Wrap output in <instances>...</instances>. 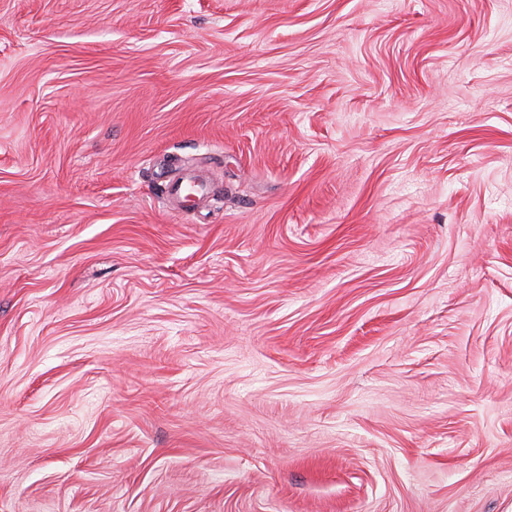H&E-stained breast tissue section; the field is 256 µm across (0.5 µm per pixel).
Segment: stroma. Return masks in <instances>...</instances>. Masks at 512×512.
Segmentation results:
<instances>
[{
	"label": "stroma",
	"instance_id": "obj_1",
	"mask_svg": "<svg viewBox=\"0 0 512 512\" xmlns=\"http://www.w3.org/2000/svg\"><path fill=\"white\" fill-rule=\"evenodd\" d=\"M0 512H512V0H0ZM208 187L203 182L185 179L175 183L171 188V193L177 199L183 200L182 210L188 211L198 195H204Z\"/></svg>",
	"mask_w": 512,
	"mask_h": 512
}]
</instances>
